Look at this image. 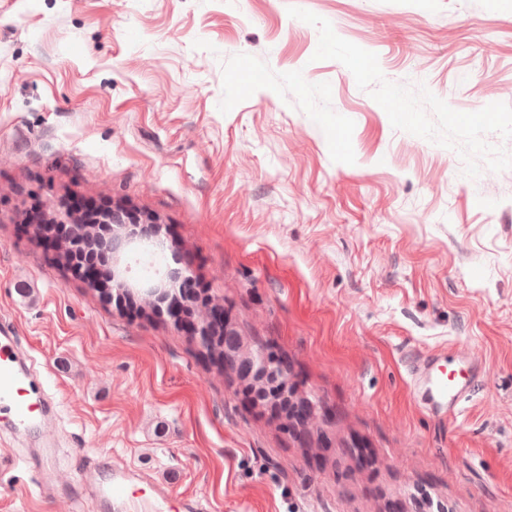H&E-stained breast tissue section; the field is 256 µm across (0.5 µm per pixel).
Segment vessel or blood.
I'll return each instance as SVG.
<instances>
[{
	"label": "vessel or blood",
	"mask_w": 512,
	"mask_h": 512,
	"mask_svg": "<svg viewBox=\"0 0 512 512\" xmlns=\"http://www.w3.org/2000/svg\"><path fill=\"white\" fill-rule=\"evenodd\" d=\"M15 325L0 327V419L15 427L29 429L40 425L54 407L49 394L31 390L32 370L18 356ZM424 379L431 399L448 408L450 416H459L471 392L465 380H447L434 370H426Z\"/></svg>",
	"instance_id": "b4317fda"
}]
</instances>
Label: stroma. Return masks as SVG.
I'll return each mask as SVG.
<instances>
[{
	"label": "stroma",
	"mask_w": 512,
	"mask_h": 512,
	"mask_svg": "<svg viewBox=\"0 0 512 512\" xmlns=\"http://www.w3.org/2000/svg\"><path fill=\"white\" fill-rule=\"evenodd\" d=\"M487 120L458 125L449 110ZM138 214L104 304L33 234ZM284 359L303 430L167 313ZM64 402L0 512H512V0H0V322ZM473 370L463 415L412 370Z\"/></svg>",
	"instance_id": "stroma-1"
}]
</instances>
